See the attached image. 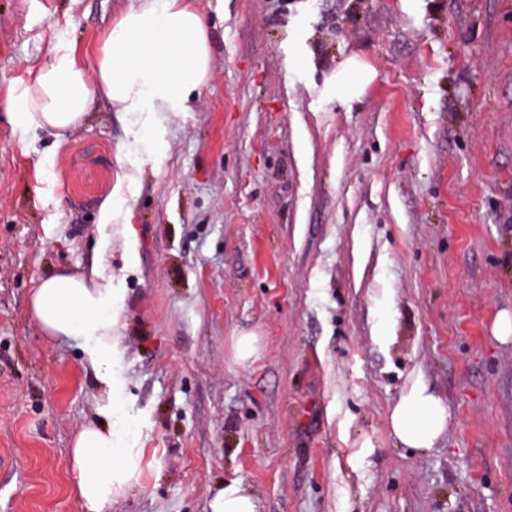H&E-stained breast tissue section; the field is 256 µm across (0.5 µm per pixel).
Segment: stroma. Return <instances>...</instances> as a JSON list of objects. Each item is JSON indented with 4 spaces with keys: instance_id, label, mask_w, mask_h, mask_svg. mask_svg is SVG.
<instances>
[{
    "instance_id": "stroma-1",
    "label": "stroma",
    "mask_w": 512,
    "mask_h": 512,
    "mask_svg": "<svg viewBox=\"0 0 512 512\" xmlns=\"http://www.w3.org/2000/svg\"><path fill=\"white\" fill-rule=\"evenodd\" d=\"M191 2L210 76L170 123L102 97L60 143L0 120V512H82L66 458L105 404L143 451L111 512L237 482L260 512H512V0ZM131 3L0 0V109L55 47L91 67ZM351 58L377 77L346 105ZM101 263L107 385L28 310ZM415 383L450 414L426 453L389 427Z\"/></svg>"
}]
</instances>
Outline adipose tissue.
I'll list each match as a JSON object with an SVG mask.
<instances>
[{"mask_svg": "<svg viewBox=\"0 0 512 512\" xmlns=\"http://www.w3.org/2000/svg\"><path fill=\"white\" fill-rule=\"evenodd\" d=\"M210 63L208 26L189 0H138L111 28L92 69L69 53L56 52L30 83L16 87L6 102V116L14 127H36L60 138L84 121L102 95L119 111L143 113V129L152 130L200 93ZM375 76L371 66L347 61L331 78L337 100H358ZM121 311L102 266L41 279L30 297V314L41 330L60 339L83 337L90 363L103 380L111 373L117 344L113 327ZM99 413L100 420L79 431L67 460L85 512H103L138 482L141 472V449L120 443L106 425L110 407ZM389 426L401 445L427 451L448 431V408L415 384L392 408Z\"/></svg>", "mask_w": 512, "mask_h": 512, "instance_id": "obj_1", "label": "adipose tissue"}]
</instances>
